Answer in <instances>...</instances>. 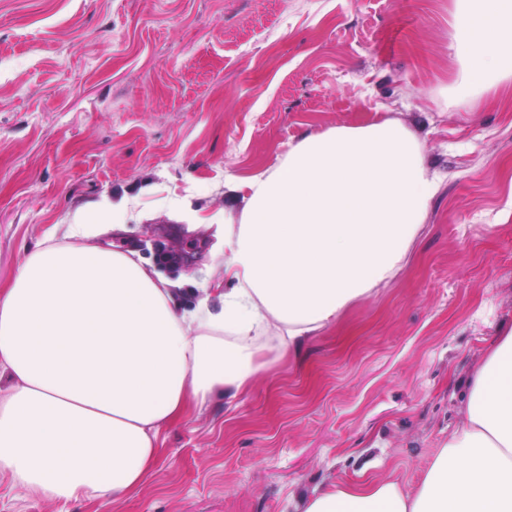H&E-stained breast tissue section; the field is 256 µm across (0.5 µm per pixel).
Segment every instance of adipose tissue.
I'll use <instances>...</instances> for the list:
<instances>
[{
	"mask_svg": "<svg viewBox=\"0 0 512 512\" xmlns=\"http://www.w3.org/2000/svg\"><path fill=\"white\" fill-rule=\"evenodd\" d=\"M463 86L512 79V0H455ZM440 188L423 149L384 118L301 137L274 167L231 182L226 289L180 309L124 252L47 238L0 289V474L27 498L117 500L152 472L160 429L188 404L234 399L408 263ZM302 512H512V325L474 371L463 420L414 492L392 479L339 484Z\"/></svg>",
	"mask_w": 512,
	"mask_h": 512,
	"instance_id": "obj_1",
	"label": "adipose tissue"
}]
</instances>
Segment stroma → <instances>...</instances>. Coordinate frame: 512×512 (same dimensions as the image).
Instances as JSON below:
<instances>
[{
	"label": "stroma",
	"mask_w": 512,
	"mask_h": 512,
	"mask_svg": "<svg viewBox=\"0 0 512 512\" xmlns=\"http://www.w3.org/2000/svg\"><path fill=\"white\" fill-rule=\"evenodd\" d=\"M454 0H0V286L76 211L137 198L89 244L190 254L224 280V184L304 134L393 118L442 175L413 259L246 395L161 428L149 480L68 512H297L359 478L413 491L512 324V80L454 88Z\"/></svg>",
	"instance_id": "obj_1"
}]
</instances>
